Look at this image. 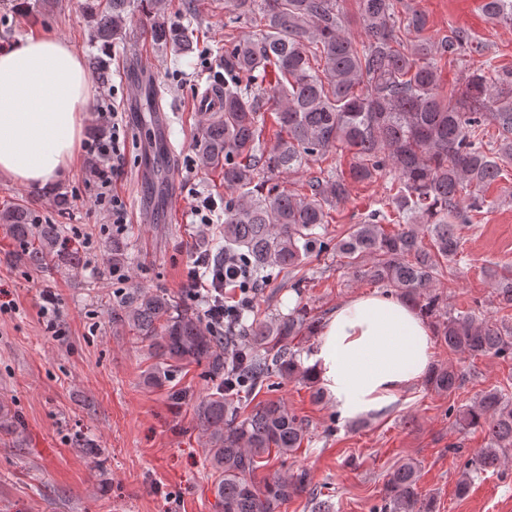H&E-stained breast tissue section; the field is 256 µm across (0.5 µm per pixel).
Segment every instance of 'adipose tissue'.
Wrapping results in <instances>:
<instances>
[{
  "label": "adipose tissue",
  "instance_id": "1",
  "mask_svg": "<svg viewBox=\"0 0 512 512\" xmlns=\"http://www.w3.org/2000/svg\"><path fill=\"white\" fill-rule=\"evenodd\" d=\"M90 86L79 55L42 35L0 47V176L37 189L77 158ZM427 322L389 293L359 294L322 321L308 364L339 419H381L427 375Z\"/></svg>",
  "mask_w": 512,
  "mask_h": 512
}]
</instances>
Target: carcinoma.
Wrapping results in <instances>:
<instances>
[{
	"label": "carcinoma",
	"mask_w": 512,
	"mask_h": 512,
	"mask_svg": "<svg viewBox=\"0 0 512 512\" xmlns=\"http://www.w3.org/2000/svg\"><path fill=\"white\" fill-rule=\"evenodd\" d=\"M233 15L224 26L249 24L255 37L224 40L223 111L214 112L196 145L199 163L224 173V243L205 253L207 269L224 262V251L241 256L261 279L276 269L291 274L290 288L302 295L307 277L294 275L315 253L329 249L341 267L415 307L449 351L472 359H512V325L480 310L455 312L438 288L456 276L463 255L465 212H481L484 190L502 179L512 163V68L474 65L457 87L441 94L440 62L465 61L473 38L451 29L435 40L425 35L426 14L410 0H360L359 22L366 39L348 32L341 0H227ZM154 38L176 52L190 45L185 26L165 21L166 0H150ZM131 0H106L97 8L91 40L119 37ZM485 17L512 26V0H482ZM275 115L274 142L264 138L265 114ZM493 124L497 136L484 140ZM348 150V173L321 169L297 188L275 179L298 173L307 161ZM392 175V194L362 224L328 236L330 212L344 203L350 184ZM398 218V230L386 222ZM26 265L52 271L81 256L63 238L59 224H38L14 209L3 215ZM493 293L502 308L512 307V267L491 271ZM242 323L234 334L210 325L204 311L181 305L168 292L131 289L112 307L115 329L132 332L154 360L147 383L162 386L191 365L205 369V395L174 386L175 404L194 401L196 428L205 436V461L217 474L222 512H277L294 496L318 500L310 474L300 469L255 479L270 457L294 455L308 438L305 420L280 399L241 410L243 375L254 391L273 377L313 384L295 340L316 330L314 308L300 302L288 314ZM465 383L451 363L431 366L425 386L451 395ZM463 429L484 431V448L466 458L456 493L468 494L482 474L512 460V396L508 387L481 392L465 408H448ZM419 467L409 459L389 474L378 512H434V501L418 492Z\"/></svg>",
	"instance_id": "carcinoma-1"
}]
</instances>
